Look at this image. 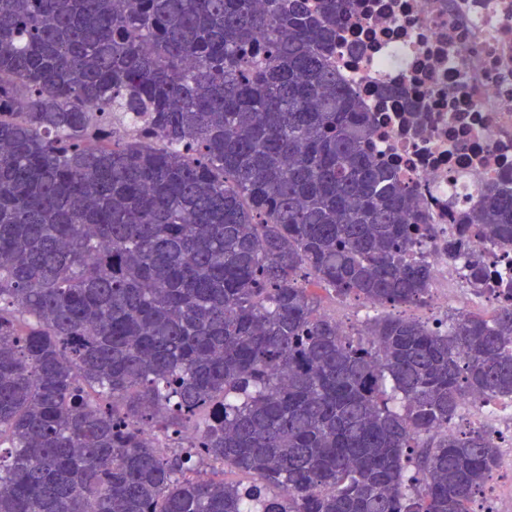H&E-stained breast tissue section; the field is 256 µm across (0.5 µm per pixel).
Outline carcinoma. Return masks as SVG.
I'll return each mask as SVG.
<instances>
[{"label":"carcinoma","instance_id":"cac0c4a2","mask_svg":"<svg viewBox=\"0 0 512 512\" xmlns=\"http://www.w3.org/2000/svg\"><path fill=\"white\" fill-rule=\"evenodd\" d=\"M311 2L0 0V512L482 493L493 437L448 425L512 396V306L322 308L427 305L434 229L329 64L353 0ZM471 221L511 252L512 182Z\"/></svg>","mask_w":512,"mask_h":512}]
</instances>
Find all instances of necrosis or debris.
<instances>
[{"mask_svg": "<svg viewBox=\"0 0 512 512\" xmlns=\"http://www.w3.org/2000/svg\"><path fill=\"white\" fill-rule=\"evenodd\" d=\"M331 64L372 127L371 151L415 189L433 317L498 308L512 288V257L477 237L468 217L479 189L512 181V0H355L336 26ZM482 256L486 287L466 281ZM494 424L512 449V401L466 402L449 434Z\"/></svg>", "mask_w": 512, "mask_h": 512, "instance_id": "1", "label": "necrosis or debris"}]
</instances>
